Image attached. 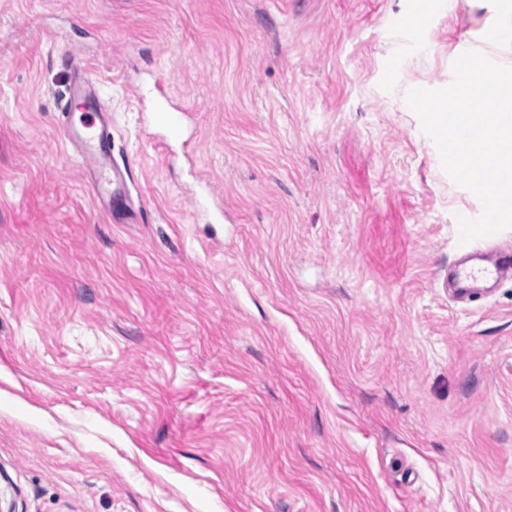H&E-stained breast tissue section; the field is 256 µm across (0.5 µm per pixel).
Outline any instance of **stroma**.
Listing matches in <instances>:
<instances>
[{"instance_id": "35a3bbf8", "label": "stroma", "mask_w": 512, "mask_h": 512, "mask_svg": "<svg viewBox=\"0 0 512 512\" xmlns=\"http://www.w3.org/2000/svg\"><path fill=\"white\" fill-rule=\"evenodd\" d=\"M403 8L0 0V512H512V277L449 282L512 228L460 243L405 100L491 15ZM435 0L405 1V25L411 30L426 32L433 22ZM64 135L68 141L79 140L84 142L85 151L81 159L83 167L103 166L105 164L104 161L101 160L95 153V148L92 142L96 139L106 140L108 136L111 135L108 126L103 124L100 128V131L94 133L92 136H88L83 129L71 126L65 129Z\"/></svg>"}]
</instances>
